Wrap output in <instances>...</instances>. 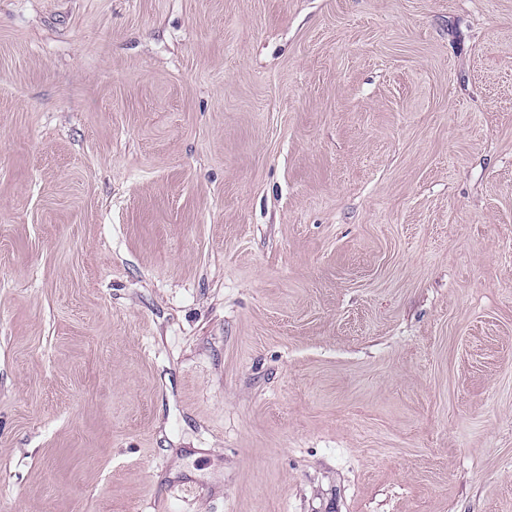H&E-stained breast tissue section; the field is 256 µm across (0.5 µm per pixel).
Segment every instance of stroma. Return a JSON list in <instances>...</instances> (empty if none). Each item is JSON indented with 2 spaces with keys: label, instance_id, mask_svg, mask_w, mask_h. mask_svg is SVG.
Returning a JSON list of instances; mask_svg holds the SVG:
<instances>
[{
  "label": "stroma",
  "instance_id": "stroma-1",
  "mask_svg": "<svg viewBox=\"0 0 512 512\" xmlns=\"http://www.w3.org/2000/svg\"><path fill=\"white\" fill-rule=\"evenodd\" d=\"M0 512H512V0H0Z\"/></svg>",
  "mask_w": 512,
  "mask_h": 512
}]
</instances>
